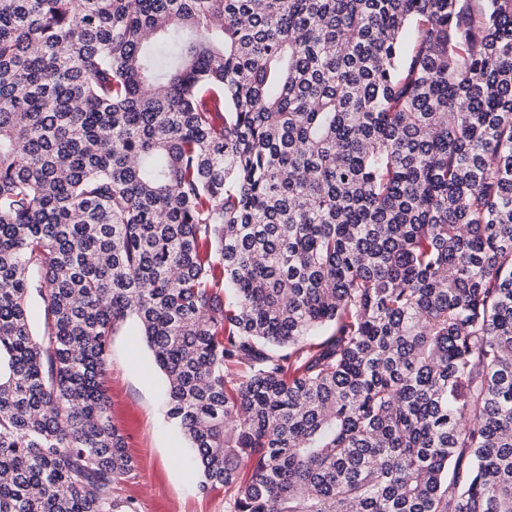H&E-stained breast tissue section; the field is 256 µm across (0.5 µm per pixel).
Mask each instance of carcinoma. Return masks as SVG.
Instances as JSON below:
<instances>
[{
    "label": "carcinoma",
    "instance_id": "obj_1",
    "mask_svg": "<svg viewBox=\"0 0 512 512\" xmlns=\"http://www.w3.org/2000/svg\"><path fill=\"white\" fill-rule=\"evenodd\" d=\"M131 317L231 512H512V0H0V512Z\"/></svg>",
    "mask_w": 512,
    "mask_h": 512
}]
</instances>
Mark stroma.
I'll list each match as a JSON object with an SVG mask.
<instances>
[{"label":"stroma","mask_w":512,"mask_h":512,"mask_svg":"<svg viewBox=\"0 0 512 512\" xmlns=\"http://www.w3.org/2000/svg\"><path fill=\"white\" fill-rule=\"evenodd\" d=\"M108 368L112 421L136 462L124 495L139 503L140 512H225L223 492L197 490L201 472L187 439L164 414V376L135 323L113 336Z\"/></svg>","instance_id":"35a3bbf8"}]
</instances>
